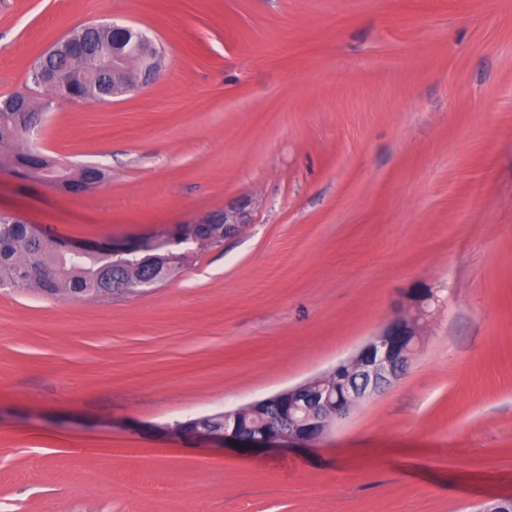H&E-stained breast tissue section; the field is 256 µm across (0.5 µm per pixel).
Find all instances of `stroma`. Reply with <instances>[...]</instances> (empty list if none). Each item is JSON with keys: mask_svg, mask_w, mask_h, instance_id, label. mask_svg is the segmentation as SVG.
<instances>
[{"mask_svg": "<svg viewBox=\"0 0 512 512\" xmlns=\"http://www.w3.org/2000/svg\"><path fill=\"white\" fill-rule=\"evenodd\" d=\"M116 21L152 85L59 102L85 193L0 172V208L135 238L254 201L155 288H0V512H471L512 499V0H0V96ZM427 294L399 380L308 447L152 432L353 353ZM99 26H103V27H106V28L112 30V33L127 32V31H130L131 29H134L130 26H126L124 24H120V23H117L114 21L112 22V25H99ZM135 31L137 32L136 43H135L137 53H140L142 56H147V57H154L156 55L159 56L160 52H159L158 48L156 47V45L153 43V41H151L141 31L140 32L137 30H135Z\"/></svg>", "mask_w": 512, "mask_h": 512, "instance_id": "35a3bbf8", "label": "stroma"}]
</instances>
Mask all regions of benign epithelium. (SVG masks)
Listing matches in <instances>:
<instances>
[{
  "label": "benign epithelium",
  "instance_id": "1",
  "mask_svg": "<svg viewBox=\"0 0 512 512\" xmlns=\"http://www.w3.org/2000/svg\"><path fill=\"white\" fill-rule=\"evenodd\" d=\"M102 72L112 83L136 91L154 83L161 70L151 69L127 79L126 61L115 57L100 62ZM252 199H242L192 220L194 224H222L224 237L238 234L252 222ZM420 300L401 306L398 314L377 334L367 338L348 358L322 373L269 397L224 412V430L198 428L189 439L214 448H272L308 445L324 436V417H347L372 396L390 387L403 373L419 344ZM271 407L274 413L263 426L246 436L241 434L238 417L248 407Z\"/></svg>",
  "mask_w": 512,
  "mask_h": 512
}]
</instances>
